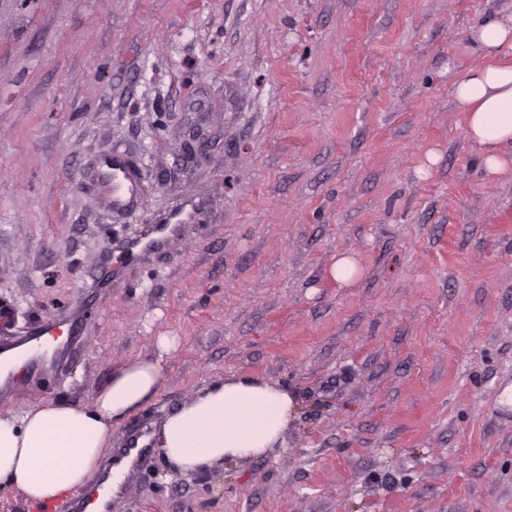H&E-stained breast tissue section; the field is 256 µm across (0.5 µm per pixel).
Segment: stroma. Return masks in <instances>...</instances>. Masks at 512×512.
Masks as SVG:
<instances>
[{
  "mask_svg": "<svg viewBox=\"0 0 512 512\" xmlns=\"http://www.w3.org/2000/svg\"><path fill=\"white\" fill-rule=\"evenodd\" d=\"M488 17L512 0H0V325L90 315L79 361L0 408L82 405L160 356L113 450L220 379L296 413L218 467L143 449L112 512H512V172L455 99ZM114 151L129 212L98 200ZM188 198L199 223L87 302L110 243ZM99 178L113 208H124L139 196L137 176L122 155L102 156L99 160Z\"/></svg>",
  "mask_w": 512,
  "mask_h": 512,
  "instance_id": "35a3bbf8",
  "label": "stroma"
}]
</instances>
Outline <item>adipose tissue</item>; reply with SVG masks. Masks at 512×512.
<instances>
[{
    "label": "adipose tissue",
    "mask_w": 512,
    "mask_h": 512,
    "mask_svg": "<svg viewBox=\"0 0 512 512\" xmlns=\"http://www.w3.org/2000/svg\"><path fill=\"white\" fill-rule=\"evenodd\" d=\"M475 40L490 62L456 89L469 137L498 175L512 167V24L487 20ZM162 359L127 361L110 384L82 406L44 404L17 413L0 409V486L26 501L48 503L85 488L112 446V425L142 408L158 391ZM295 411L292 395L262 380H219L168 416L150 439L177 467L193 471L266 453Z\"/></svg>",
    "instance_id": "obj_1"
}]
</instances>
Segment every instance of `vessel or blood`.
<instances>
[{
    "mask_svg": "<svg viewBox=\"0 0 512 512\" xmlns=\"http://www.w3.org/2000/svg\"><path fill=\"white\" fill-rule=\"evenodd\" d=\"M99 178L113 208H124L139 195L137 176L122 155L102 156L99 160ZM198 218V206L186 203L150 225L145 235L111 247L99 265L94 287H111L114 281L120 279L129 261H143L164 252L181 229L185 225L196 223ZM85 327V310H64L52 318L38 320L21 335L1 341L0 355L25 345L40 346L44 337L66 332L68 339L65 344L54 348L52 352L32 355L26 359L25 380L34 384L44 379L53 369L63 370L71 365Z\"/></svg>",
    "mask_w": 512,
    "mask_h": 512,
    "instance_id": "b4317fda",
    "label": "vessel or blood"
}]
</instances>
